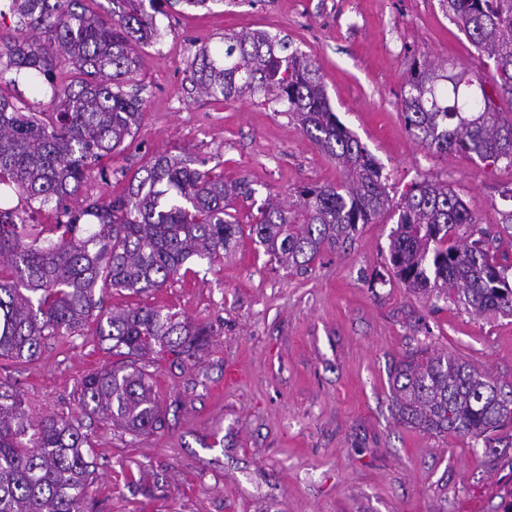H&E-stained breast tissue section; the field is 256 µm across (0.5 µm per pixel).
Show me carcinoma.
Returning a JSON list of instances; mask_svg holds the SVG:
<instances>
[{"instance_id":"cac0c4a2","label":"carcinoma","mask_w":512,"mask_h":512,"mask_svg":"<svg viewBox=\"0 0 512 512\" xmlns=\"http://www.w3.org/2000/svg\"><path fill=\"white\" fill-rule=\"evenodd\" d=\"M10 0L18 36L0 53V359L33 361L49 339L83 335L91 325L114 355L139 360L168 353L185 362L209 328L161 307L104 308L111 288L144 293L163 287L192 260L213 261L235 245L241 224L231 199L252 198L241 181L224 184L209 170L167 153L154 155L110 200L67 201L100 164L135 135L141 99L123 87L139 67L138 49L161 38L159 0ZM494 69L452 72L427 60L409 71L401 98L406 129L440 155H475L512 167V0H439ZM69 81L52 82L56 62ZM25 72L38 89L51 82V108L29 112L13 102L6 78ZM191 92L215 100L261 96L280 104L303 133L336 161L343 179L297 188L282 204L267 200L250 232L269 257L290 271L309 269L327 249L343 246L392 199L381 166L333 111L316 61L268 31L226 33L196 51ZM55 204L53 224L16 222L12 198ZM390 263L407 287L464 308L512 316V278L475 235L478 221L448 184H413L396 204ZM393 394L407 422L500 447L497 431L512 423V386L505 388L447 354L403 362ZM79 413L33 420L20 390L0 384V512H85L96 462L82 418L131 433L160 429L164 419L149 374L114 363L81 381Z\"/></svg>"}]
</instances>
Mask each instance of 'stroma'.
<instances>
[{"mask_svg": "<svg viewBox=\"0 0 512 512\" xmlns=\"http://www.w3.org/2000/svg\"><path fill=\"white\" fill-rule=\"evenodd\" d=\"M134 76L143 102L132 139L106 159L83 195L109 198L122 172L168 153L225 182H251L233 213L244 231L214 261L194 260L159 290L111 289L110 309L160 306L213 328L196 361L146 362L162 430L131 435L84 419L97 457L96 512H505L512 447L489 457L481 440L401 420L392 376L408 356L447 353L512 385V316L474 314L407 288L389 263L398 215L359 225L340 250L291 272L249 227L267 196L339 179L336 164L276 105L190 94L188 65L224 33L289 38L320 67L331 107L382 167L390 196L415 182L448 183L512 265V224L501 221L512 168L424 149L401 116L413 58L482 70L438 0H222L212 11L177 0L157 17ZM114 357L92 329L49 340L31 362L0 360L30 414L76 413L82 378Z\"/></svg>", "mask_w": 512, "mask_h": 512, "instance_id": "stroma-1", "label": "stroma"}]
</instances>
